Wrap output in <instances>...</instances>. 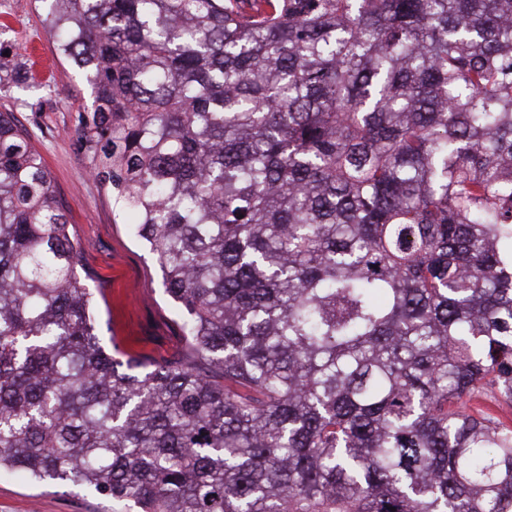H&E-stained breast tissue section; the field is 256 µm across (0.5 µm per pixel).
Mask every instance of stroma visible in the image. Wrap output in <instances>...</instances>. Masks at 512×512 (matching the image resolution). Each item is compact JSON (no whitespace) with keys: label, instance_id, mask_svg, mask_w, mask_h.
<instances>
[{"label":"stroma","instance_id":"35a3bbf8","mask_svg":"<svg viewBox=\"0 0 512 512\" xmlns=\"http://www.w3.org/2000/svg\"><path fill=\"white\" fill-rule=\"evenodd\" d=\"M42 18L37 0H0V40L20 47L8 64L26 67L32 84L61 95L35 115L20 104L19 90L1 85L0 112L12 111L29 129L66 202L70 229L84 247L76 273L105 296L97 306L104 345L115 343L157 361L172 357L182 349L176 310L120 200L91 175L92 155L77 148L76 128L91 106L90 88L60 59ZM0 512H112V503L81 488L46 489L21 478H0Z\"/></svg>","mask_w":512,"mask_h":512}]
</instances>
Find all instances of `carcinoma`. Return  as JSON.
<instances>
[{
  "instance_id": "carcinoma-1",
  "label": "carcinoma",
  "mask_w": 512,
  "mask_h": 512,
  "mask_svg": "<svg viewBox=\"0 0 512 512\" xmlns=\"http://www.w3.org/2000/svg\"><path fill=\"white\" fill-rule=\"evenodd\" d=\"M39 2L183 350L101 345L0 112V476L139 512H512V424L474 405L512 406V0Z\"/></svg>"
}]
</instances>
